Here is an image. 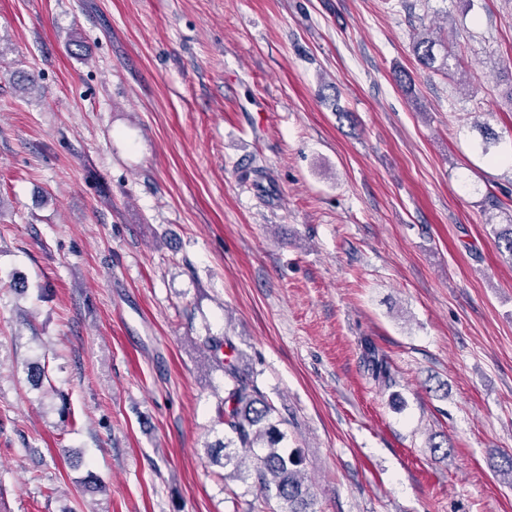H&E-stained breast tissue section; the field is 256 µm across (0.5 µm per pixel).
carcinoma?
Instances as JSON below:
<instances>
[{
    "mask_svg": "<svg viewBox=\"0 0 512 512\" xmlns=\"http://www.w3.org/2000/svg\"><path fill=\"white\" fill-rule=\"evenodd\" d=\"M414 52L425 67L451 71L452 53L442 40L422 37ZM200 344L224 370V442L209 448L212 463L223 469L231 465L233 477L252 481L259 498L249 504L250 512H264L273 499L281 504V512H309L312 493L305 483L303 458L278 447L282 433L275 424L276 407L256 380L241 372L237 358L223 354L225 348L234 350L228 337L205 336ZM364 353L372 379L381 388L392 387L395 379L376 349L368 344Z\"/></svg>",
    "mask_w": 512,
    "mask_h": 512,
    "instance_id": "carcinoma-1",
    "label": "carcinoma"
}]
</instances>
